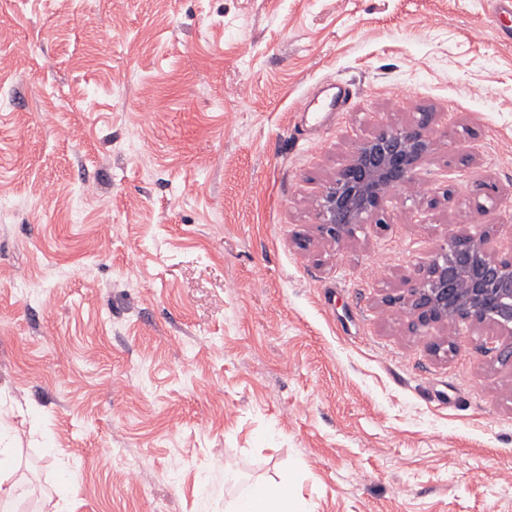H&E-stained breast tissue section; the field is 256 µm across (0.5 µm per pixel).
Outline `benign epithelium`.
Masks as SVG:
<instances>
[{
  "label": "benign epithelium",
  "instance_id": "obj_1",
  "mask_svg": "<svg viewBox=\"0 0 512 512\" xmlns=\"http://www.w3.org/2000/svg\"><path fill=\"white\" fill-rule=\"evenodd\" d=\"M431 146L426 115L414 129L382 127L359 140L321 196V231L339 243L371 219L383 224V200L414 179ZM383 303L408 314L413 329L429 323L488 326L504 337L500 356L512 360V244L497 243L486 229L450 235L418 263L403 293Z\"/></svg>",
  "mask_w": 512,
  "mask_h": 512
}]
</instances>
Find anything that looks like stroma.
<instances>
[{"label": "stroma", "instance_id": "1", "mask_svg": "<svg viewBox=\"0 0 512 512\" xmlns=\"http://www.w3.org/2000/svg\"><path fill=\"white\" fill-rule=\"evenodd\" d=\"M435 131L389 226L319 199L379 126ZM496 185L489 193L485 184ZM512 238L493 0H0V448L11 512H512V363L382 298ZM288 472L276 484H259L242 493L226 512H305L288 497ZM254 488L259 489L258 491Z\"/></svg>", "mask_w": 512, "mask_h": 512}]
</instances>
